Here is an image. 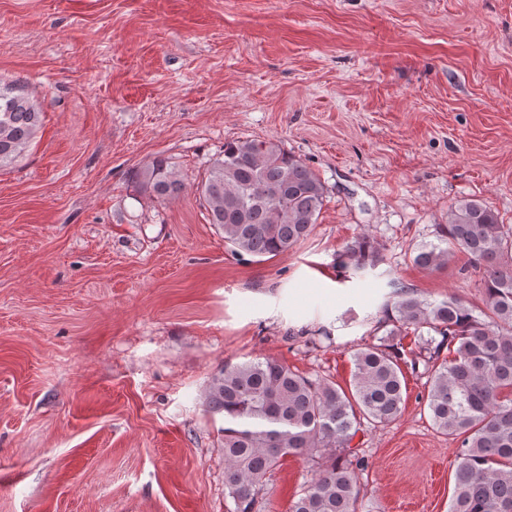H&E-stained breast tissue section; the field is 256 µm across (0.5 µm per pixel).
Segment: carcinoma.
Segmentation results:
<instances>
[{
	"instance_id": "carcinoma-1",
	"label": "carcinoma",
	"mask_w": 512,
	"mask_h": 512,
	"mask_svg": "<svg viewBox=\"0 0 512 512\" xmlns=\"http://www.w3.org/2000/svg\"><path fill=\"white\" fill-rule=\"evenodd\" d=\"M43 112L19 83L0 84V167L17 161L42 127ZM157 199L184 189L168 162L156 158L136 174ZM196 191L224 243L243 258H272L294 249L317 224L326 197L319 175L273 140H231ZM482 270L485 318L455 297L428 302L398 289L378 344L353 354L345 390L272 358L226 364L205 393L207 411L223 418L224 488L231 512H262L268 482L290 457L310 464L311 478L288 512H358L361 489L351 443L361 420L387 425L402 412V340L413 333L432 364L426 403L434 427L458 440L448 512H512V226L485 202L463 197L437 225L436 241L413 263L441 270L455 251ZM381 250L366 232L337 266L376 268ZM452 357H441L443 351Z\"/></svg>"
}]
</instances>
